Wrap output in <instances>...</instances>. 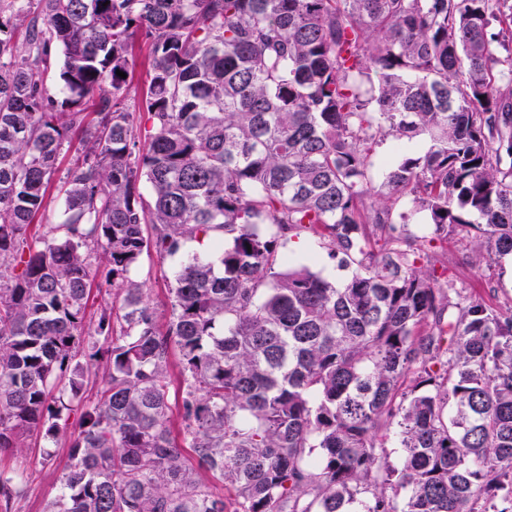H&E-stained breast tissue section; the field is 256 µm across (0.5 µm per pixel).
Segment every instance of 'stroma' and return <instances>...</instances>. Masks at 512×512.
<instances>
[{"label": "stroma", "instance_id": "stroma-1", "mask_svg": "<svg viewBox=\"0 0 512 512\" xmlns=\"http://www.w3.org/2000/svg\"><path fill=\"white\" fill-rule=\"evenodd\" d=\"M131 68L125 90L123 104L127 111L137 112L139 101L145 92L153 67V54L148 40L136 38L131 50ZM427 146L424 138L413 141H396L383 138L370 148L367 158L369 175L368 187L371 192H379L391 168L406 155L421 153ZM75 148H63L58 159V170L47 198L50 203L45 213L35 217L29 227L32 236L43 234L47 225L59 220L57 186L65 181L75 169ZM394 215L407 216L405 229L414 240L421 253L438 254L452 277L461 297H477L489 307L504 309L512 306V256L496 259L491 266H472L466 263L465 256L471 246L468 241L451 235L442 239L433 238V226L425 213L415 211L410 198L402 197L393 205ZM305 252L295 253L293 242H286L284 249L289 252L294 263L312 264L314 271L333 284H341L350 272L339 267L331 259L329 249L313 236L304 237ZM181 265L180 257L161 259L155 256L143 257L136 275L145 280V288L154 308L159 325H166L170 317L169 287L173 274ZM69 464L65 443L51 446L36 434L24 435L20 448L0 453V472L16 477L23 493L15 498L8 512H45L48 504L60 492V477Z\"/></svg>", "mask_w": 512, "mask_h": 512}]
</instances>
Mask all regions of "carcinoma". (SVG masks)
I'll list each match as a JSON object with an SVG mask.
<instances>
[{
    "label": "carcinoma",
    "mask_w": 512,
    "mask_h": 512,
    "mask_svg": "<svg viewBox=\"0 0 512 512\" xmlns=\"http://www.w3.org/2000/svg\"><path fill=\"white\" fill-rule=\"evenodd\" d=\"M139 35L136 117L116 71ZM75 130L61 219L32 242ZM380 136L428 148L369 203ZM395 196L471 239L467 263L512 255V0H0V452L65 442L47 512H224L200 470L234 512H512V308L418 264ZM303 233L352 269L341 286L289 263ZM200 234L213 252L183 260L163 329L130 272ZM101 270L121 297L104 348L84 344ZM393 425L398 469L376 441ZM21 491L0 472L4 506ZM131 68L123 100L128 112L138 115L139 101L145 92L149 74L153 67V54L148 40L139 36L134 40L131 50ZM169 369V418L172 426V435L175 438L177 446L182 448L183 456L187 459L188 463H194L193 454L188 448V443L184 440L181 431L182 422V378L179 374V356L173 353L170 359Z\"/></svg>",
    "instance_id": "carcinoma-1"
}]
</instances>
